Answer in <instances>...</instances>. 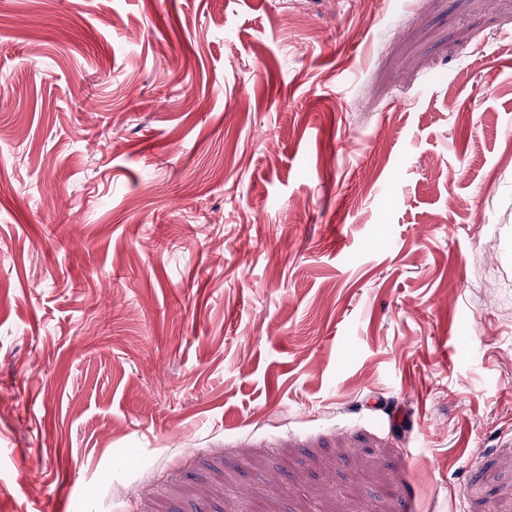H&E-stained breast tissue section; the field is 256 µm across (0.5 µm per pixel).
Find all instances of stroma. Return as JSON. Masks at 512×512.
I'll return each instance as SVG.
<instances>
[{
	"label": "stroma",
	"mask_w": 512,
	"mask_h": 512,
	"mask_svg": "<svg viewBox=\"0 0 512 512\" xmlns=\"http://www.w3.org/2000/svg\"><path fill=\"white\" fill-rule=\"evenodd\" d=\"M109 490L512 512V0H0V512Z\"/></svg>",
	"instance_id": "obj_1"
}]
</instances>
